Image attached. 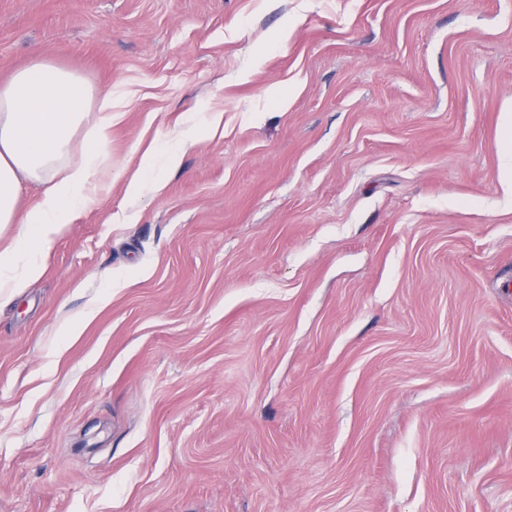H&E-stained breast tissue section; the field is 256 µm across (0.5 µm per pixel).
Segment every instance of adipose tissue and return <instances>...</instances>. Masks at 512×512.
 <instances>
[{
	"label": "adipose tissue",
	"mask_w": 512,
	"mask_h": 512,
	"mask_svg": "<svg viewBox=\"0 0 512 512\" xmlns=\"http://www.w3.org/2000/svg\"><path fill=\"white\" fill-rule=\"evenodd\" d=\"M112 127V92L75 70L36 58L0 83V235L24 224L38 247L48 246L95 197L92 178ZM41 186L39 201L20 206L24 184ZM0 288L15 291L41 267L21 246L0 250Z\"/></svg>",
	"instance_id": "1"
}]
</instances>
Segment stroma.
Returning a JSON list of instances; mask_svg holds the SVG:
<instances>
[{"mask_svg": "<svg viewBox=\"0 0 512 512\" xmlns=\"http://www.w3.org/2000/svg\"><path fill=\"white\" fill-rule=\"evenodd\" d=\"M36 57L112 129L0 297V512H512V0H0Z\"/></svg>", "mask_w": 512, "mask_h": 512, "instance_id": "obj_1", "label": "stroma"}]
</instances>
